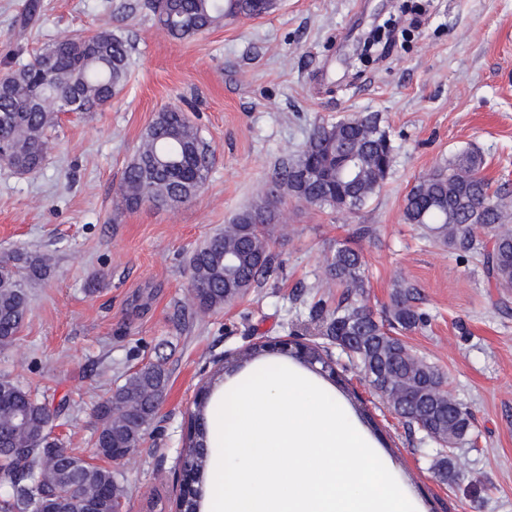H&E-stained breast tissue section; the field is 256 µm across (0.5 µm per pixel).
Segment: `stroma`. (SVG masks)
I'll return each mask as SVG.
<instances>
[{
  "label": "stroma",
  "instance_id": "obj_1",
  "mask_svg": "<svg viewBox=\"0 0 512 512\" xmlns=\"http://www.w3.org/2000/svg\"><path fill=\"white\" fill-rule=\"evenodd\" d=\"M423 5L427 23L403 31ZM107 30L132 46L127 81L98 112L58 114L33 175L0 164V255L43 258L25 320L0 347V379L61 406L53 431L89 462L95 404L148 363L169 384L144 443L116 473L123 512H175V478L198 389L251 345L305 331L310 306L335 301L324 266L337 243L366 261V295L383 309L403 277L425 326L405 340L445 375L473 417L452 484L431 471L440 447L408 430L340 347L345 402L361 399L394 455L387 463L416 512H512V294L488 285L478 256L440 246L406 223L416 181L475 150L484 176L512 203V0H280L272 14L229 19L184 40L158 28L144 0H0V76L45 44ZM182 108L208 143L210 173L178 209L118 208L122 175L154 115ZM379 114L395 149L379 192L347 214L284 198L273 246L279 278L199 313L193 250L249 206L285 152L314 125ZM367 225L370 236L355 237Z\"/></svg>",
  "mask_w": 512,
  "mask_h": 512
}]
</instances>
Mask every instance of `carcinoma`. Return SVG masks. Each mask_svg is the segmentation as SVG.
Returning <instances> with one entry per match:
<instances>
[{"label":"carcinoma","instance_id":"obj_1","mask_svg":"<svg viewBox=\"0 0 512 512\" xmlns=\"http://www.w3.org/2000/svg\"><path fill=\"white\" fill-rule=\"evenodd\" d=\"M276 0H164L156 9L145 0L157 26L183 40L226 19L256 18L276 10ZM130 48L109 31L55 41L26 64L0 78V138L11 153L0 162L35 173L49 149V129L58 112H94L124 86ZM47 63L54 84L42 83L39 64ZM394 162V148L376 113L315 125L305 146L282 160L269 186L241 210L224 232L206 239L190 259V288L197 307L210 311L244 297L278 272L270 248L288 195L300 202L355 212L381 188ZM483 158L464 151L417 181L405 198L409 224L427 227L444 246L465 255H483L488 282L512 288V208L481 175ZM209 146L177 108L158 113L123 173L121 205L148 204L174 209L195 200L209 175ZM481 226L486 239L477 238ZM47 275V264L22 254L0 255V345H9L28 308L27 284ZM327 282L343 289L336 306L311 308L318 335L345 346L372 390L410 428L440 442H471L472 415L442 388L443 374L416 355L403 339L422 323L414 302L417 289L400 281L390 302L377 313L366 302L365 260L348 243H338L327 258ZM168 375L160 364L134 372L93 410L97 455L112 462L125 448H137L164 399ZM209 398L194 403L188 444L183 448L194 478L179 490L177 512H199L208 455L206 412ZM28 416L21 427L14 414ZM58 411L32 398L7 379L0 380V448L27 452L0 461V512H48L60 499L81 498L94 512H113L125 491L112 470L89 463L47 440ZM432 471L442 483L461 479L458 458L442 450Z\"/></svg>","mask_w":512,"mask_h":512}]
</instances>
